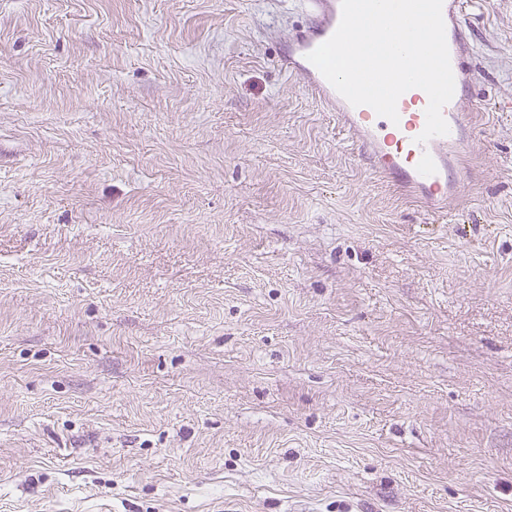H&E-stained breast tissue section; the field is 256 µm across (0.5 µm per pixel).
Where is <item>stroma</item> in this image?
<instances>
[{
    "mask_svg": "<svg viewBox=\"0 0 512 512\" xmlns=\"http://www.w3.org/2000/svg\"><path fill=\"white\" fill-rule=\"evenodd\" d=\"M431 214L280 70L301 0H0V512H512V0Z\"/></svg>",
    "mask_w": 512,
    "mask_h": 512,
    "instance_id": "35a3bbf8",
    "label": "stroma"
}]
</instances>
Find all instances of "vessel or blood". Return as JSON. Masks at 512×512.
<instances>
[{"label": "vessel or blood", "mask_w": 512, "mask_h": 512, "mask_svg": "<svg viewBox=\"0 0 512 512\" xmlns=\"http://www.w3.org/2000/svg\"><path fill=\"white\" fill-rule=\"evenodd\" d=\"M307 26L289 34L280 62L302 79L310 94L336 113L372 169L417 197L430 212L442 214L457 199L462 185L463 158L476 130L475 114L466 91L471 84L472 44L466 36L470 0H443V18L455 79L452 100L442 110L449 133L419 144L426 124L427 94L406 91L397 102L398 122L377 115L368 106H352L307 59L328 40L341 19V0H305Z\"/></svg>", "instance_id": "vessel-or-blood-1"}]
</instances>
